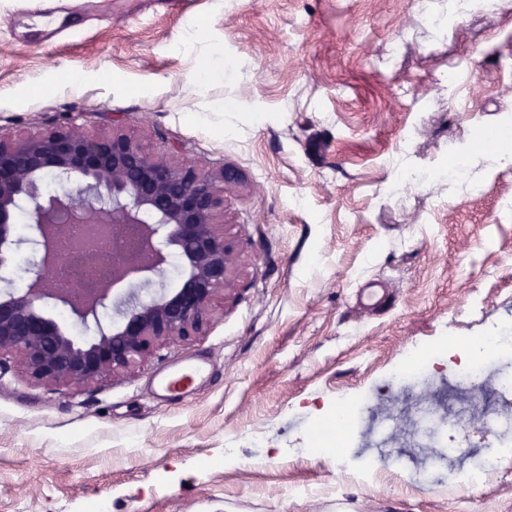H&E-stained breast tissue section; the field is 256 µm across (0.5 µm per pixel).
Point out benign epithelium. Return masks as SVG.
<instances>
[{"label":"benign epithelium","mask_w":512,"mask_h":512,"mask_svg":"<svg viewBox=\"0 0 512 512\" xmlns=\"http://www.w3.org/2000/svg\"><path fill=\"white\" fill-rule=\"evenodd\" d=\"M53 176L66 189L45 191ZM224 169L166 161L140 139L96 133L75 122L46 132L0 136V273L31 247L26 287L0 289V371L15 359L44 385L92 384L127 370L173 336L188 337L208 323L213 301L236 288L238 257L224 235ZM27 216L21 235L16 215ZM78 224H110L134 232L137 256L107 260L85 254L89 269L112 276L90 293L86 284L58 280L52 248L64 234L60 217ZM180 260V287L162 284L168 258ZM128 289L116 296L114 283ZM66 309L74 323L94 324L75 336L48 308ZM112 308V321L99 311Z\"/></svg>","instance_id":"benign-epithelium-1"}]
</instances>
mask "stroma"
Here are the masks:
<instances>
[{
  "instance_id": "1",
  "label": "stroma",
  "mask_w": 512,
  "mask_h": 512,
  "mask_svg": "<svg viewBox=\"0 0 512 512\" xmlns=\"http://www.w3.org/2000/svg\"><path fill=\"white\" fill-rule=\"evenodd\" d=\"M43 7L52 27L0 0V135L73 119L225 168L241 264L200 334L129 371L89 386L0 374V512H512V480L464 482L493 446L512 469V428L477 413L447 446L407 448L408 395L389 382L412 351L512 328V161L489 146L512 131V0L480 15L456 0ZM407 168L427 176L387 195ZM372 281L394 299L369 316L355 292ZM188 355L209 377L158 399L155 373ZM340 394L372 406L345 450L374 462L365 485L334 453L293 454Z\"/></svg>"
}]
</instances>
